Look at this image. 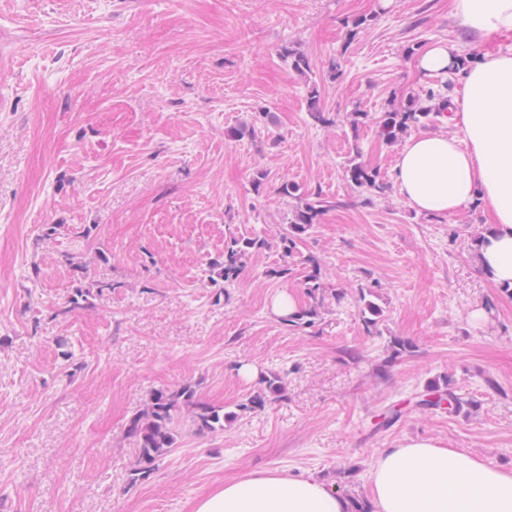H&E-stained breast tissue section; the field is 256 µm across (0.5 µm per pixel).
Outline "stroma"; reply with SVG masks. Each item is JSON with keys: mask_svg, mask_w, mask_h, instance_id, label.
<instances>
[{"mask_svg": "<svg viewBox=\"0 0 512 512\" xmlns=\"http://www.w3.org/2000/svg\"><path fill=\"white\" fill-rule=\"evenodd\" d=\"M461 38L448 0H0V512H192L270 469L370 508L375 451L408 438L512 470V290L477 268L482 203L429 216L392 186L366 205L345 178L353 159L392 178L397 148L373 119L437 86L415 59ZM313 84L331 126L309 117ZM357 110L371 120L355 130ZM245 123L253 136L230 137ZM284 181L337 203L287 259ZM232 235L271 245L226 288L213 264ZM99 282L93 307L56 316ZM363 288L383 310L373 330ZM285 291L317 306L314 325L272 315ZM246 364L283 376L285 396L213 433L181 417L171 452L132 481L125 427L150 392L190 382L232 411L260 386ZM429 384L469 408L415 409Z\"/></svg>", "mask_w": 512, "mask_h": 512, "instance_id": "35a3bbf8", "label": "stroma"}]
</instances>
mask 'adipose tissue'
Wrapping results in <instances>:
<instances>
[{
  "label": "adipose tissue",
  "instance_id": "adipose-tissue-1",
  "mask_svg": "<svg viewBox=\"0 0 512 512\" xmlns=\"http://www.w3.org/2000/svg\"><path fill=\"white\" fill-rule=\"evenodd\" d=\"M450 16L473 48L428 44L422 76L459 74L445 131L408 139L394 158L401 198L418 212L454 215L474 199L489 229L477 264L495 285L512 288V0H451ZM377 512H512V471L428 438L376 450L369 473ZM350 496L311 475L268 470L198 498L193 512H351Z\"/></svg>",
  "mask_w": 512,
  "mask_h": 512
}]
</instances>
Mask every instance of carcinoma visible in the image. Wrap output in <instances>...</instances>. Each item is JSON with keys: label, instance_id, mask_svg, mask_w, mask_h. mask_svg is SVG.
<instances>
[{"label": "carcinoma", "instance_id": "cac0c4a2", "mask_svg": "<svg viewBox=\"0 0 512 512\" xmlns=\"http://www.w3.org/2000/svg\"><path fill=\"white\" fill-rule=\"evenodd\" d=\"M280 57L290 64L300 75L309 70L307 58L284 45L280 49ZM449 84L444 82L440 88H430L423 96L415 97L401 109L383 112L378 117L377 132L383 143H397L413 127L424 126L437 121L448 102ZM347 180L355 187L369 193L363 203H372L371 195L380 194L386 189V182L379 169L362 162H351L346 169ZM277 194L284 198L297 200L291 217L286 221L283 230L277 236V247L283 258L293 255L298 242L314 225L320 223L321 217L336 202L322 196L321 192H305L301 187L289 182H282L277 187ZM269 241L261 236H233L224 242L223 261L214 264L217 275L223 279L224 286L233 285L239 278L247 262L257 253L266 249ZM308 271L305 285L310 297H316L321 289L320 268L315 260H306ZM94 294L92 289L76 287L68 297L65 305L59 309L68 314L78 308L92 305ZM286 386L283 378L276 374L267 376L263 386L252 393L245 401L237 404L238 412H256L265 409L268 403L284 395ZM425 405L436 407L448 406L453 412H461L469 405L467 399L450 388L431 386L426 389ZM188 412L192 422L200 432H215L224 429V421L237 417V412L223 413L209 403L201 400L197 387L187 382L175 390L155 389L150 393L145 407L134 414L128 421L126 439L138 449V467L135 470L137 479L150 476L155 470L159 459L167 454L175 444V428L182 412Z\"/></svg>", "mask_w": 512, "mask_h": 512}]
</instances>
